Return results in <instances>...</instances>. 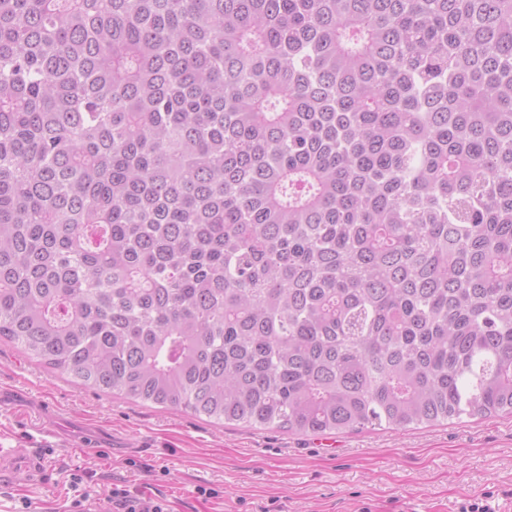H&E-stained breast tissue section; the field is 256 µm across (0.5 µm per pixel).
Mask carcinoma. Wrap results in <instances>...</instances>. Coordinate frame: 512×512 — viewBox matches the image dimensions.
<instances>
[{
  "label": "carcinoma",
  "mask_w": 512,
  "mask_h": 512,
  "mask_svg": "<svg viewBox=\"0 0 512 512\" xmlns=\"http://www.w3.org/2000/svg\"><path fill=\"white\" fill-rule=\"evenodd\" d=\"M0 341L223 425L512 414V0H0Z\"/></svg>",
  "instance_id": "cac0c4a2"
}]
</instances>
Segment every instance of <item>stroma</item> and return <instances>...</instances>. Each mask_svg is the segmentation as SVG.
Masks as SVG:
<instances>
[{
    "instance_id": "35a3bbf8",
    "label": "stroma",
    "mask_w": 512,
    "mask_h": 512,
    "mask_svg": "<svg viewBox=\"0 0 512 512\" xmlns=\"http://www.w3.org/2000/svg\"><path fill=\"white\" fill-rule=\"evenodd\" d=\"M0 448L46 458L37 475L0 473V512H92L118 485L167 512H460L476 497L512 512L511 415L332 435L222 426L78 384L5 342Z\"/></svg>"
}]
</instances>
